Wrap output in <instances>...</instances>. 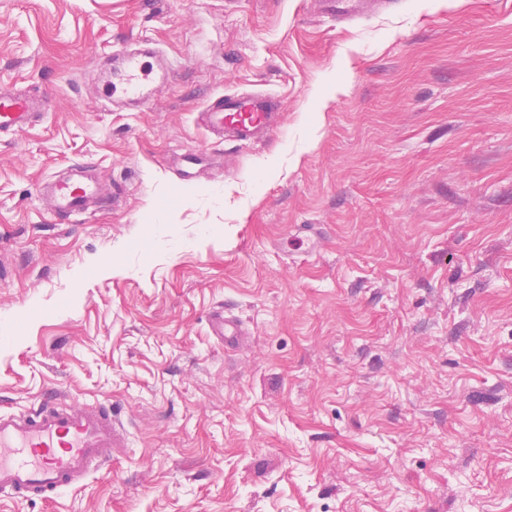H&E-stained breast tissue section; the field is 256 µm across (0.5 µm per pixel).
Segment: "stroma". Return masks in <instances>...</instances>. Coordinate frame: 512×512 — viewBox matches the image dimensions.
I'll use <instances>...</instances> for the list:
<instances>
[{
  "mask_svg": "<svg viewBox=\"0 0 512 512\" xmlns=\"http://www.w3.org/2000/svg\"><path fill=\"white\" fill-rule=\"evenodd\" d=\"M312 9L0 0V88L43 103L0 137V411L54 393L128 438L0 512H512V0ZM140 37L175 76L120 111L102 87ZM243 89L284 126L237 150L195 115ZM74 162L88 217L38 193ZM321 16L331 17L340 23L358 21L376 9H396L401 0H316ZM321 236V227L318 224H297L293 233V240L298 241L299 247L307 245L304 254L309 256L315 251V243ZM210 330L214 336H220L227 342L232 336H241L238 324L224 315L223 311L211 315Z\"/></svg>",
  "mask_w": 512,
  "mask_h": 512,
  "instance_id": "obj_1",
  "label": "stroma"
}]
</instances>
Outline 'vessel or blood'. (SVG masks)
<instances>
[{
	"label": "vessel or blood",
	"instance_id": "vessel-or-blood-1",
	"mask_svg": "<svg viewBox=\"0 0 512 512\" xmlns=\"http://www.w3.org/2000/svg\"><path fill=\"white\" fill-rule=\"evenodd\" d=\"M321 16L341 23L358 21L377 9H396L402 0H316ZM170 61L146 39L114 52L109 94L135 110L148 101L155 82L166 79ZM35 99L0 95V134L30 124ZM280 105L262 92H227L210 98L197 122L235 148L269 141L280 130ZM41 194L54 212L71 216L88 211L100 197L89 166L75 164L62 178L45 182ZM123 424L110 407H75L49 401L27 413L0 412V493L22 501L44 500L77 485L91 465L124 447Z\"/></svg>",
	"mask_w": 512,
	"mask_h": 512
}]
</instances>
